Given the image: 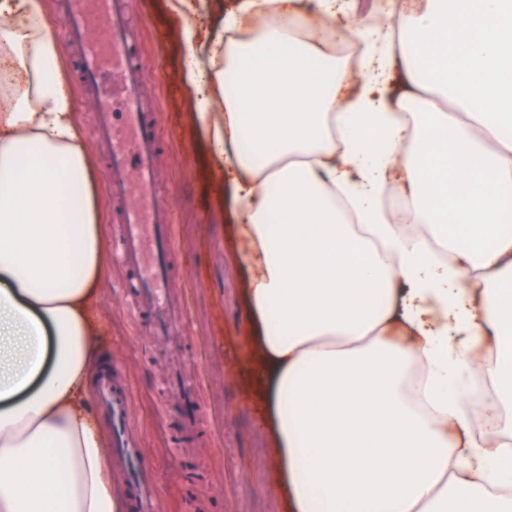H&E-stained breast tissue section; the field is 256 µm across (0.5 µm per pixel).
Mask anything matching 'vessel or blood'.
I'll use <instances>...</instances> for the list:
<instances>
[{"label": "vessel or blood", "mask_w": 512, "mask_h": 512, "mask_svg": "<svg viewBox=\"0 0 512 512\" xmlns=\"http://www.w3.org/2000/svg\"><path fill=\"white\" fill-rule=\"evenodd\" d=\"M129 18V0H67L61 24L67 44L82 48L83 90L95 104V135L108 148L106 180L120 226L115 256L136 281L137 312L153 314L156 335L174 336L181 328L166 309L165 288L175 236L169 209L152 192L160 139L155 120L141 110L144 69L128 52ZM97 394L112 410L114 446L133 464L134 510L156 512L157 491L145 479L141 442L130 431V387L106 369Z\"/></svg>", "instance_id": "1"}]
</instances>
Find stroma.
<instances>
[{
    "mask_svg": "<svg viewBox=\"0 0 512 512\" xmlns=\"http://www.w3.org/2000/svg\"><path fill=\"white\" fill-rule=\"evenodd\" d=\"M132 13V53L146 68L142 104L163 141L156 193L174 218L170 293L185 312V332L180 345L170 346L136 323L133 290L110 255L101 285L107 334L97 360L111 362L130 384L132 424L152 469L158 512H284L268 481L270 446L257 426L246 374L232 365L252 334L247 279L234 256L230 211L213 191L218 172L190 124L180 24L165 0H133ZM176 361L199 371L203 394L197 431L182 456L168 442L179 401L165 376Z\"/></svg>",
    "mask_w": 512,
    "mask_h": 512,
    "instance_id": "35a3bbf8",
    "label": "stroma"
}]
</instances>
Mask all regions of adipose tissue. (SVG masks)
Segmentation results:
<instances>
[{
	"instance_id": "ef3b65f1",
	"label": "adipose tissue",
	"mask_w": 512,
	"mask_h": 512,
	"mask_svg": "<svg viewBox=\"0 0 512 512\" xmlns=\"http://www.w3.org/2000/svg\"><path fill=\"white\" fill-rule=\"evenodd\" d=\"M357 2L241 0L206 31L209 0H167L248 274L271 480L285 512H512V0H387L380 23ZM105 271L56 29L0 0V512H126L92 414Z\"/></svg>"
}]
</instances>
